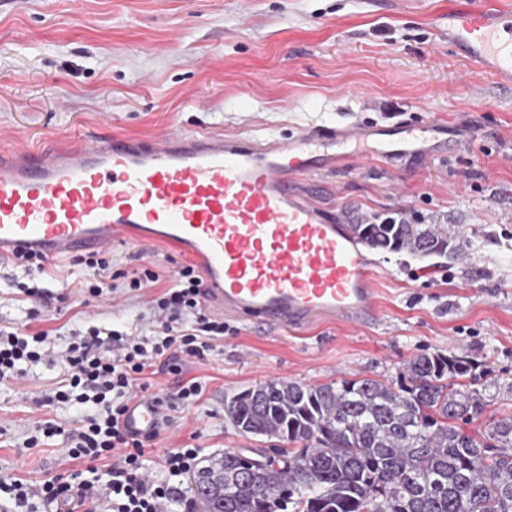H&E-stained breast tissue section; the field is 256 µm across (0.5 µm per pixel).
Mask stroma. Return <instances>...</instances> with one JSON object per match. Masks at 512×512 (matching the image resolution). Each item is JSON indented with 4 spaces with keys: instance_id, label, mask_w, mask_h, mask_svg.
Instances as JSON below:
<instances>
[{
    "instance_id": "1",
    "label": "stroma",
    "mask_w": 512,
    "mask_h": 512,
    "mask_svg": "<svg viewBox=\"0 0 512 512\" xmlns=\"http://www.w3.org/2000/svg\"><path fill=\"white\" fill-rule=\"evenodd\" d=\"M441 120L432 151L413 163L342 156L318 180L315 201L344 224L397 211L439 224L455 261L368 251L379 308L357 326L317 321L276 331L229 321L217 355L156 368L155 389L194 378L203 399L182 410L157 451L198 446L274 448L238 433L224 400L271 380L308 385L397 378L424 352L456 353L493 369L471 429L512 414V86L474 69L448 43V0H0V151L72 145L89 132L144 141L172 133L286 139L316 125ZM115 269L152 266L170 276L186 256L163 242L112 247ZM53 283V300H22L0 266V323L38 311L42 326L71 329L136 318L128 295L83 305L81 269ZM50 371L0 386V474L28 483L68 470L60 447L18 455L20 426L52 417L18 390L43 393Z\"/></svg>"
}]
</instances>
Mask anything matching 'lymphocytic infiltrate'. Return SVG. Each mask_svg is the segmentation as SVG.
<instances>
[{
	"instance_id": "1",
	"label": "lymphocytic infiltrate",
	"mask_w": 512,
	"mask_h": 512,
	"mask_svg": "<svg viewBox=\"0 0 512 512\" xmlns=\"http://www.w3.org/2000/svg\"><path fill=\"white\" fill-rule=\"evenodd\" d=\"M75 263L87 271L78 288L86 301L122 291L140 299L148 314L128 326L75 329L62 342L52 330L34 327V312L28 322L0 325V385L23 382L38 367L58 369L52 387L30 402L80 414L71 430L56 418L22 427V448H41L59 437L64 454L80 467L35 486L0 475V512H173L182 480L200 462V449L155 453L157 432H130L124 417L146 398L156 364L208 357L227 327L204 309L203 282L192 265L179 266L165 283L141 267L118 272L107 284L93 273L111 269L110 251L79 256Z\"/></svg>"
}]
</instances>
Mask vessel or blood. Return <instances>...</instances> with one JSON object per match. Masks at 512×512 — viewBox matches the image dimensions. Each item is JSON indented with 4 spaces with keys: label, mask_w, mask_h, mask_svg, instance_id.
Returning <instances> with one entry per match:
<instances>
[{
    "label": "vessel or blood",
    "mask_w": 512,
    "mask_h": 512,
    "mask_svg": "<svg viewBox=\"0 0 512 512\" xmlns=\"http://www.w3.org/2000/svg\"><path fill=\"white\" fill-rule=\"evenodd\" d=\"M448 43L475 68L512 83V10L450 0ZM432 119L400 126H316L287 140L169 134L151 142L98 135L63 150L0 153V264L15 252L53 257L121 239L158 240L191 257L212 313L291 330L317 316L374 321L371 263L349 228L301 188L345 153L414 159L432 148ZM160 419L133 405L129 430Z\"/></svg>",
    "instance_id": "b4317fda"
}]
</instances>
